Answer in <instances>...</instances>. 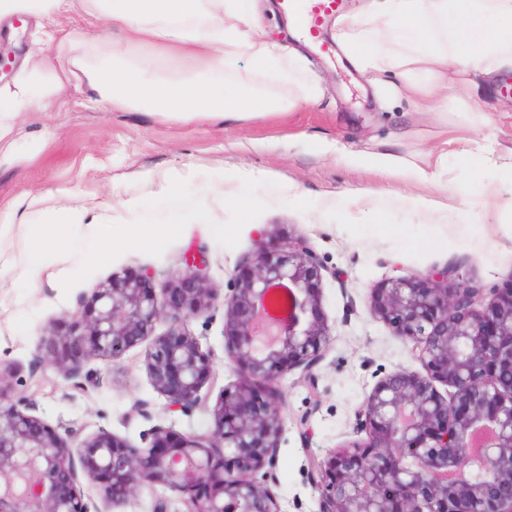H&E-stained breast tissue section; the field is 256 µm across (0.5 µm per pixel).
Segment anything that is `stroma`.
<instances>
[{
    "mask_svg": "<svg viewBox=\"0 0 512 512\" xmlns=\"http://www.w3.org/2000/svg\"><path fill=\"white\" fill-rule=\"evenodd\" d=\"M322 88L318 104L225 123L218 116L183 120L147 108L100 110L87 102L77 76L64 79L41 112H21L0 140V215L45 224L34 197L90 210L112 227V249L95 255L85 230L39 271H31L20 235L0 241V364L11 367V391L33 403L34 415L60 435L107 430L135 445L156 426L203 433L208 413L169 411L153 388L145 345L115 360H91L79 383L36 366L42 339L90 299L113 274L148 271L155 280L183 275L185 256L203 252L211 287L225 292L248 261L258 231L305 239L320 257L322 308L331 341L312 380L282 383L287 425L278 452L276 487L284 512H316L306 479L307 451L353 439L355 411L374 383L399 368L421 371L411 346L369 313L371 289L391 276H412L456 264L483 288L512 282V97L504 77L482 75L467 106L421 112L409 99L370 85L342 51L323 53L289 38ZM445 154L442 179L475 192L497 188L501 206L474 209L460 223L456 200L438 187L390 174L377 158L410 160ZM137 198L141 210L126 202ZM135 224L163 226L160 237L124 243ZM342 279H334V271ZM224 311L187 324L219 370L235 379L224 351ZM318 407H311V399ZM144 404L138 413L136 404ZM309 414V444L295 418Z\"/></svg>",
    "mask_w": 512,
    "mask_h": 512,
    "instance_id": "1",
    "label": "stroma"
}]
</instances>
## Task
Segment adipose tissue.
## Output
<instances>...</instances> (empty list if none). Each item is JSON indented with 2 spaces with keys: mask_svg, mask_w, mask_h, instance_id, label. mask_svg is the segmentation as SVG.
<instances>
[{
  "mask_svg": "<svg viewBox=\"0 0 512 512\" xmlns=\"http://www.w3.org/2000/svg\"><path fill=\"white\" fill-rule=\"evenodd\" d=\"M74 14L98 21L85 32L84 52L60 35V19ZM16 15L35 19L32 42L54 45L60 71L49 77L34 57L23 60L11 84L0 89V138L17 113L39 111L54 82L76 71L94 107L154 106L186 118L215 114L241 121L309 106L322 95L305 57L271 43L263 0H0V21ZM340 25L342 50L371 84L407 95L427 112L452 100L466 103L475 76L512 70V0H371ZM117 37L142 48V55L118 65L96 55ZM243 57L256 80L225 94ZM51 216L49 225H31L26 233L31 261L44 254L47 235L62 245L75 227L89 229L98 254L109 251L110 225L87 210L63 206Z\"/></svg>",
  "mask_w": 512,
  "mask_h": 512,
  "instance_id": "ef3b65f1",
  "label": "adipose tissue"
}]
</instances>
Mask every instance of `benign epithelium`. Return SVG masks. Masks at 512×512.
Segmentation results:
<instances>
[{
    "instance_id": "1",
    "label": "benign epithelium",
    "mask_w": 512,
    "mask_h": 512,
    "mask_svg": "<svg viewBox=\"0 0 512 512\" xmlns=\"http://www.w3.org/2000/svg\"><path fill=\"white\" fill-rule=\"evenodd\" d=\"M185 264L158 284L146 272L112 275L43 340L38 362L73 380L85 362L149 339L145 369L166 408H203L213 429L175 436L158 426L142 446L106 430L74 429L66 440L31 414V402L4 391L0 370V512H103L144 485L180 493L185 512H283L271 487L286 420L280 385L297 371L312 378L324 358V266L307 241L283 234L272 247L266 230L227 294L210 287L204 262ZM283 285L290 312L269 328L262 302ZM217 306L236 380L210 406L202 389L218 372L187 323ZM369 312L413 345L425 373L381 377L356 410L360 438L307 455L318 512H512V287L486 295L447 264L381 281ZM438 383L452 392L442 395ZM481 427L494 437L475 457ZM84 479L100 485L103 506L84 500Z\"/></svg>"
}]
</instances>
